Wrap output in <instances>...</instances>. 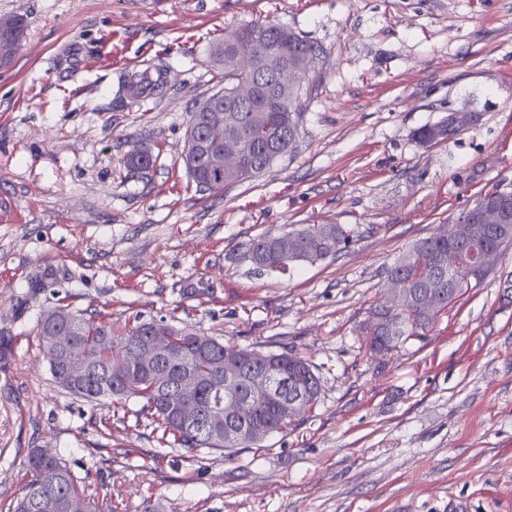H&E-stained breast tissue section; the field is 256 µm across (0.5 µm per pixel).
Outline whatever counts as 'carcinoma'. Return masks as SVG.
Instances as JSON below:
<instances>
[{"label":"carcinoma","instance_id":"obj_1","mask_svg":"<svg viewBox=\"0 0 512 512\" xmlns=\"http://www.w3.org/2000/svg\"><path fill=\"white\" fill-rule=\"evenodd\" d=\"M249 27L258 31L272 49L269 60L268 77L264 85L275 88L272 93L260 90L253 100V108L260 111L264 126L271 129L273 139L265 147H255L252 142V130L248 118L252 112H226L224 121L236 120L242 131L239 147L238 167L247 170L252 179L268 169L274 161L288 153L295 141L301 99L304 87L315 81V76H308L294 86L293 82L280 83L283 70L277 68L279 60L288 58L294 64L306 60L315 63L321 49L313 42L295 33L287 27L271 23L256 22ZM235 34L224 35V41L212 46L213 59L224 64V92L232 91L241 83H250L261 76L251 65L241 66L234 61ZM161 82V76L153 77L149 71L131 76L125 85L131 92L133 104L150 91H154ZM495 198L487 192L470 209L457 217V223L465 224L493 208ZM292 236L288 250V267L311 263L316 257L322 261L333 258L342 250L351 238L350 230L341 224H309L288 232ZM274 235H259L243 247V259L248 261L257 272H281L283 260L278 246L272 242ZM422 258L436 271L435 280L426 285L413 282L403 302L394 309L397 317L391 328H381L382 318L387 306L382 305L372 313L371 327L367 332V342L373 350L390 351L397 345L419 332L429 328L437 319V314H430L419 307L416 296L428 290L441 293L448 290V276L463 278L474 275L483 280L488 275L485 269L471 271L468 258L461 257L453 266H448V236L435 234L416 243L406 254L398 259L388 271V278L409 277V269L414 261ZM67 313L74 314L86 326V331H94L92 336H72L70 345L65 349L55 350L50 346L48 336L56 331L69 332L66 322L60 321L51 327L38 326L39 341L47 351L50 372L55 381L71 394L89 403L105 405L112 410V417L118 421L125 419L129 413L128 403L132 400L141 404L139 415L154 423V430L161 432L159 442L169 448L179 447L191 450L205 459L212 454H219L226 460L234 459L244 450L264 449V444L271 438L288 433L300 416L285 418L262 398L253 395L255 375L267 364L280 368L284 382L290 386L306 387L320 382L314 366L296 351L284 348L280 351L264 350L260 346L245 348L243 352L252 357V361L243 369V378L233 390V396L248 403L249 411L245 420L239 422L240 434L232 440L211 442L200 435L197 428L172 421L165 414L166 386L163 377H149L133 371L126 364L131 351L142 344L155 319H135V324L124 329L115 328L107 320V315L99 310L74 312L67 306H61ZM178 333L175 349L181 354L182 365L196 371L200 380L211 376L215 367L196 358L199 349V334L194 329L184 326L173 327ZM99 336L112 337V346L106 348L98 341ZM80 353L89 361V368L81 376H74L68 369L72 354ZM193 398L198 408L205 412L211 408L224 406V397H217L201 386ZM31 480L26 492L17 502L14 512H68L66 504L70 495L78 493L83 497L84 512H105L99 499L88 494L81 478L77 477L64 460L57 454L42 449H34L28 458Z\"/></svg>","mask_w":512,"mask_h":512}]
</instances>
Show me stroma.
<instances>
[{"instance_id":"1","label":"stroma","mask_w":512,"mask_h":512,"mask_svg":"<svg viewBox=\"0 0 512 512\" xmlns=\"http://www.w3.org/2000/svg\"><path fill=\"white\" fill-rule=\"evenodd\" d=\"M27 29L0 65V512L59 453L113 512H512V246L422 336L386 354L360 329L387 270L492 189L512 191V0H0ZM272 21L321 46L288 153L250 181L196 187L180 155L219 87L225 32ZM162 89L132 106L144 69ZM467 111L471 123L416 132ZM157 152L147 171L127 156ZM341 224L335 258L254 274L243 245ZM164 317L287 347L316 408L266 452L161 448L53 380L40 314Z\"/></svg>"}]
</instances>
